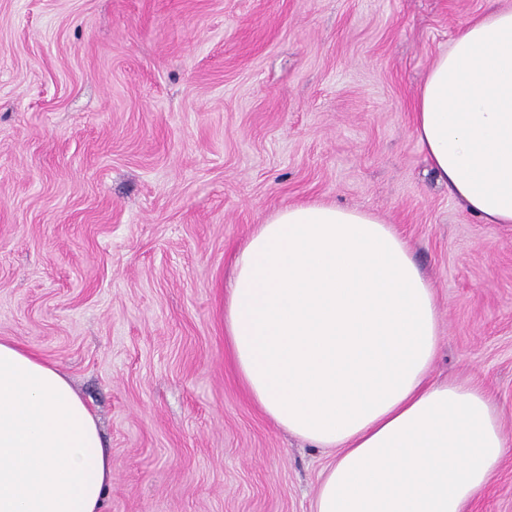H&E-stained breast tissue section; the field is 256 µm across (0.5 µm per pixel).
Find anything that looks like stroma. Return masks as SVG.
I'll return each instance as SVG.
<instances>
[{
    "mask_svg": "<svg viewBox=\"0 0 512 512\" xmlns=\"http://www.w3.org/2000/svg\"><path fill=\"white\" fill-rule=\"evenodd\" d=\"M488 0H0V339L53 361L112 454L104 512H310L329 458L249 399L234 255L309 200L394 225L439 307L437 381L512 444V224L440 186L426 74ZM468 512H512V455Z\"/></svg>",
    "mask_w": 512,
    "mask_h": 512,
    "instance_id": "35a3bbf8",
    "label": "stroma"
}]
</instances>
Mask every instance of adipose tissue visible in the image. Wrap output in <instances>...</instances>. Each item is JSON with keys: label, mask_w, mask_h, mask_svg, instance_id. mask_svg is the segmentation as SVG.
<instances>
[{"label": "adipose tissue", "mask_w": 512, "mask_h": 512, "mask_svg": "<svg viewBox=\"0 0 512 512\" xmlns=\"http://www.w3.org/2000/svg\"><path fill=\"white\" fill-rule=\"evenodd\" d=\"M413 129L451 196L512 224V5L458 30ZM223 317L250 399L334 455L312 512H465L512 449L486 392L432 381L434 287L372 212L312 201L272 213L236 254ZM111 483L66 375L0 340V512H103Z\"/></svg>", "instance_id": "obj_1"}]
</instances>
